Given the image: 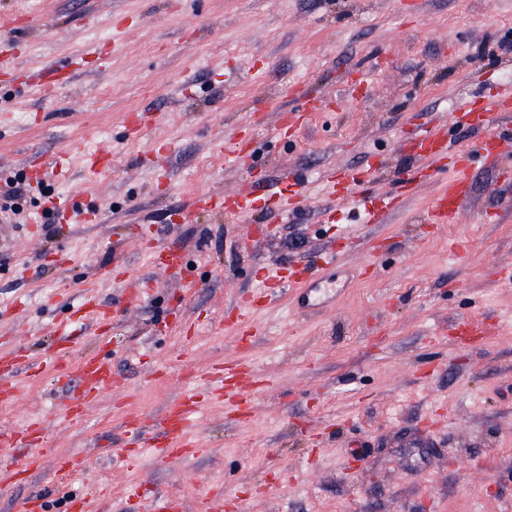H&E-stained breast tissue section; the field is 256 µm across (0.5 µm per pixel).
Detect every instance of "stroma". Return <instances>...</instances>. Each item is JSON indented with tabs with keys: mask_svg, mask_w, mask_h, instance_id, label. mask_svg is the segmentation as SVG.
<instances>
[{
	"mask_svg": "<svg viewBox=\"0 0 512 512\" xmlns=\"http://www.w3.org/2000/svg\"><path fill=\"white\" fill-rule=\"evenodd\" d=\"M90 37L108 44L104 59L54 96L0 75V180L29 156L54 158L77 144L112 154L104 174L88 176L75 158L67 176L50 179L55 196L94 212L96 223L47 237L54 218L40 200L28 206L36 224L0 226V343L43 354L84 289L119 299V285L95 275L113 252L156 289L126 306L110 333L125 387L78 419L60 416L57 373L18 374L0 429L44 419L46 462L24 480L0 481V512L48 487L53 459L69 455L81 461L75 488L111 486L112 512L135 482L182 496L190 512L219 489L228 512H512V288L500 278L512 268V223L481 215L495 200L494 170L479 171L474 202L455 224L421 221L440 186L434 177L388 223L355 228L341 209L319 221L324 168L382 155L377 188L389 191L392 172L410 163L399 141L411 121L512 82V54L497 53L512 40V0H0V41L25 43L32 71L65 67ZM259 58L266 66L257 71ZM475 69L488 84L470 83ZM362 78L367 90L350 92L348 81ZM189 80L192 96L172 100L173 86ZM306 89L330 104L284 137L277 116ZM132 112L154 116L136 141L125 129ZM244 122L253 154L234 166L222 146ZM284 170L308 180L307 203L288 223L271 211L221 218L190 209L199 193L227 195ZM140 224L184 248L199 282L192 293L151 265ZM265 224L275 233L258 237ZM325 235L337 236L338 263L359 278L312 320L284 297L258 310L242 345L225 308L257 288V266H317ZM456 239L468 245L460 259L449 250ZM174 311L198 321V333L177 323L156 335ZM459 321L476 335L458 336ZM220 362L262 381L246 421L235 422L232 403L209 407L206 446L186 460L126 469L104 454L120 443L127 410L160 416L194 388L191 372ZM354 439L366 456L350 458Z\"/></svg>",
	"mask_w": 512,
	"mask_h": 512,
	"instance_id": "stroma-1",
	"label": "stroma"
}]
</instances>
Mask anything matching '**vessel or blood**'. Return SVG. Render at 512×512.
Returning <instances> with one entry per match:
<instances>
[{"instance_id": "vessel-or-blood-1", "label": "vessel or blood", "mask_w": 512, "mask_h": 512, "mask_svg": "<svg viewBox=\"0 0 512 512\" xmlns=\"http://www.w3.org/2000/svg\"><path fill=\"white\" fill-rule=\"evenodd\" d=\"M321 103L320 97L312 96L306 99L303 109L280 114V128L293 130L308 113L317 111ZM452 124L470 131V138L459 143L450 141L448 127ZM251 142L249 126L236 128L232 137L224 141L227 159L236 165L247 161L251 156ZM404 146L413 163L410 168L398 171L394 190L385 193L375 191V176L385 166L384 160L378 159L363 168L333 167L326 170L323 184L327 194L354 212L359 223L382 224L388 216L401 209L404 197L418 182L429 175L437 176L441 179V186L426 206L424 221L428 224L456 223L463 203L473 194V179L479 165L495 170L497 187L512 190V83L497 86L495 93L487 97L459 99L452 109L451 119L435 116L411 124ZM67 166V159L61 157L48 162L34 156L26 169L33 181L41 182L47 173H65ZM293 183V191L262 195L255 183L249 181L228 198L208 193L196 195L192 208L198 212L242 218L252 216L259 207L268 204L286 219L301 208L304 200L297 191L303 183L302 178H294ZM145 251L155 268L178 276L184 292L195 290L197 282L187 271V255L183 249L160 245L150 234L146 237ZM321 254L323 264L317 273L305 271L298 260L258 270L257 275L264 287L253 298V306H265L284 287L304 315L316 317L324 314L336 303L340 266L336 260L335 241H327ZM97 275L121 284L125 300L129 303L146 300L154 290L152 283L131 277L126 267L118 262L98 270ZM117 311V306L103 303L96 291L90 288L75 313L78 321L90 323L96 337L100 338L111 329ZM72 348L73 339L64 325L59 328L55 350L43 357L33 358L17 349L0 347V403L7 404L15 399L19 391L18 374L38 377L52 368L78 384L77 391L62 406L61 416L66 420L79 416L83 408L101 393L120 387L121 381L116 378L109 357L91 354L71 364L66 356ZM198 379L205 401L188 398L174 402L159 425L150 428L138 415H127L124 432L129 443L145 448L148 458L156 461L173 456H193L200 449L198 430L204 419L205 403H220L237 397L245 400L258 389L257 381L232 364L213 365L199 374ZM42 432V424L38 421L30 422L21 430L0 429V447L13 454L10 464L0 470V475L15 481L42 467L44 458L39 450ZM78 469L76 458H56L53 464L54 489H66ZM125 498L136 512H185L182 499L170 494H157L148 501H140L139 488L135 485L127 489ZM68 508L70 512H112V497L98 486L91 485L71 497Z\"/></svg>"}]
</instances>
